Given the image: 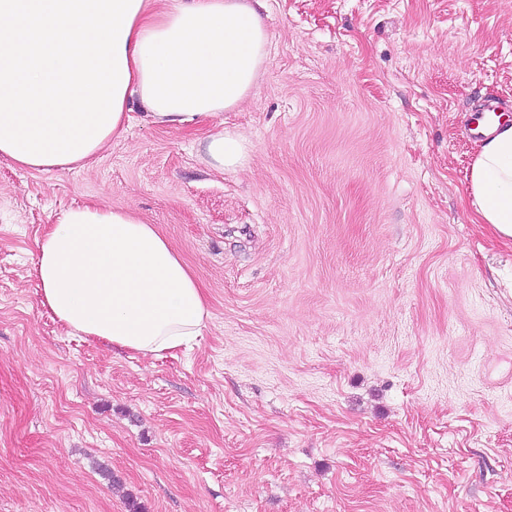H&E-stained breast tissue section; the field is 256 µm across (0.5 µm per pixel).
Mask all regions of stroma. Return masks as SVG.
<instances>
[{"mask_svg": "<svg viewBox=\"0 0 512 512\" xmlns=\"http://www.w3.org/2000/svg\"><path fill=\"white\" fill-rule=\"evenodd\" d=\"M216 172L140 121L91 162L0 159V512H512V246L464 123L512 107V0H266ZM98 203L201 283L197 344L69 333L36 241Z\"/></svg>", "mask_w": 512, "mask_h": 512, "instance_id": "obj_1", "label": "stroma"}]
</instances>
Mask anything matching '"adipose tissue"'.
I'll use <instances>...</instances> for the list:
<instances>
[{
	"mask_svg": "<svg viewBox=\"0 0 512 512\" xmlns=\"http://www.w3.org/2000/svg\"><path fill=\"white\" fill-rule=\"evenodd\" d=\"M268 35L250 0H0V158L32 171L86 165L128 128L208 125L217 171L247 147L224 115L251 92ZM468 203L512 243V118H496L471 165ZM42 304L69 330L144 355L191 347L210 317L194 273L130 210L62 211L36 244Z\"/></svg>",
	"mask_w": 512,
	"mask_h": 512,
	"instance_id": "obj_1",
	"label": "adipose tissue"
}]
</instances>
